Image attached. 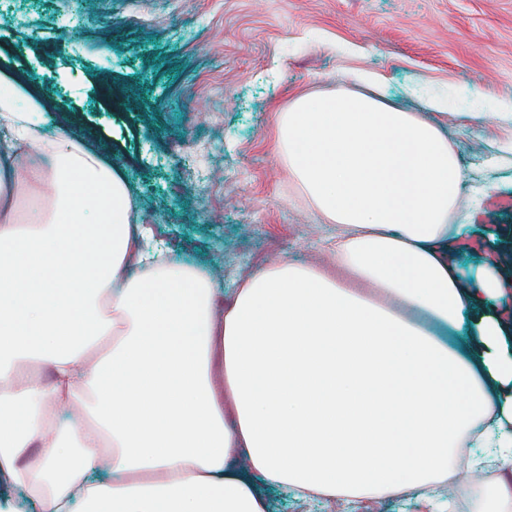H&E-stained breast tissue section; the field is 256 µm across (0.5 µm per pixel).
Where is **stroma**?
Segmentation results:
<instances>
[{
    "label": "stroma",
    "instance_id": "obj_1",
    "mask_svg": "<svg viewBox=\"0 0 512 512\" xmlns=\"http://www.w3.org/2000/svg\"><path fill=\"white\" fill-rule=\"evenodd\" d=\"M0 71L123 167L170 261L228 291L272 261L332 266L336 227L291 180L279 118L303 94L377 93L458 158L461 285L491 259L512 282V0H0Z\"/></svg>",
    "mask_w": 512,
    "mask_h": 512
}]
</instances>
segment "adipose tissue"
Masks as SVG:
<instances>
[{"instance_id": "ef3b65f1", "label": "adipose tissue", "mask_w": 512, "mask_h": 512, "mask_svg": "<svg viewBox=\"0 0 512 512\" xmlns=\"http://www.w3.org/2000/svg\"><path fill=\"white\" fill-rule=\"evenodd\" d=\"M1 128V493L267 512L265 485L512 512V318L482 306L494 272L464 288L448 262L460 171L437 126L364 94L296 98L280 156L338 227L336 270L274 262L229 296L149 249L122 171L0 73ZM467 310L465 355L447 332Z\"/></svg>"}]
</instances>
